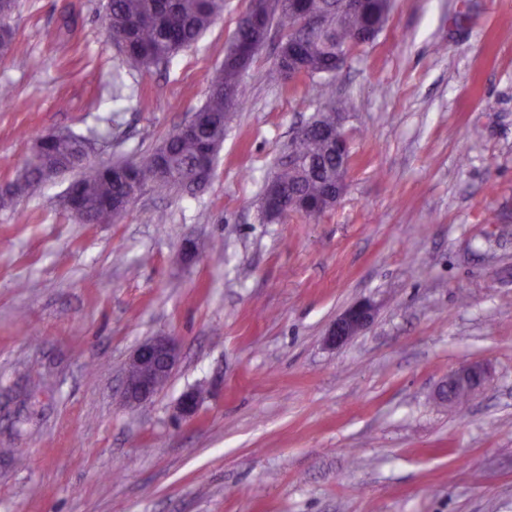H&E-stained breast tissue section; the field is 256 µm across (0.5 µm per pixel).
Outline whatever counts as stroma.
<instances>
[{
  "mask_svg": "<svg viewBox=\"0 0 512 512\" xmlns=\"http://www.w3.org/2000/svg\"><path fill=\"white\" fill-rule=\"evenodd\" d=\"M105 3L19 0L0 192L51 130H100L93 165L152 151L205 102L250 5L224 0L196 44L143 69ZM277 61L273 37L204 187L145 192L115 224L65 209L76 170L0 199V512H512V0H393L333 80L343 196L265 224L264 187L325 102L319 82L269 83ZM361 300L373 324L327 348ZM158 335L180 361L128 407L130 355ZM472 361L483 390L437 403ZM347 111L348 105L346 102L342 100L336 101V98H332L328 108L324 112H318L314 117L315 123L324 127L331 126L336 120V149L337 152L343 157V161L345 162L346 167L348 166V162L350 160V146L346 134L343 131L345 115L341 116L342 114H340L336 116V113H345Z\"/></svg>",
  "mask_w": 512,
  "mask_h": 512,
  "instance_id": "1",
  "label": "stroma"
}]
</instances>
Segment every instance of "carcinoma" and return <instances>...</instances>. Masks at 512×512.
<instances>
[{
  "label": "carcinoma",
  "mask_w": 512,
  "mask_h": 512,
  "mask_svg": "<svg viewBox=\"0 0 512 512\" xmlns=\"http://www.w3.org/2000/svg\"><path fill=\"white\" fill-rule=\"evenodd\" d=\"M107 6L112 35L125 41L127 59L148 69L170 62L181 50L194 44L224 11V0H108ZM332 6V0H281L278 10L267 19L269 24L277 21L283 31L281 60L269 72V82L288 79L290 69H304L303 78H320L323 87L330 88V79L339 70L337 51L352 49L354 35L384 26L389 14L388 0H363L360 7L339 19L330 14ZM314 13L327 14L329 36L304 33L299 28L301 20ZM8 19L9 16L0 14V56L15 49ZM245 41V34L233 32L224 63L210 77L211 92L198 108L202 119L193 134L183 135L176 129L153 152L115 170L110 164L80 165L87 137L79 133L57 138L41 135L35 142L36 157L13 184L12 192H33L46 179L49 168H77L82 170L73 184L77 211L86 214L93 224H112L122 216L116 203L126 195L130 180L144 190L194 189L186 179L209 162L204 147H221L226 114L239 106L236 90L242 73L232 56ZM347 111L346 102L333 99L325 111L317 113L315 123L330 126L337 113ZM294 152L304 160V169L298 171L285 164L269 184L288 189L290 211L306 216L317 205L330 209L325 200L327 190L346 175L333 142L322 132L313 133L301 138Z\"/></svg>",
  "instance_id": "obj_1"
}]
</instances>
